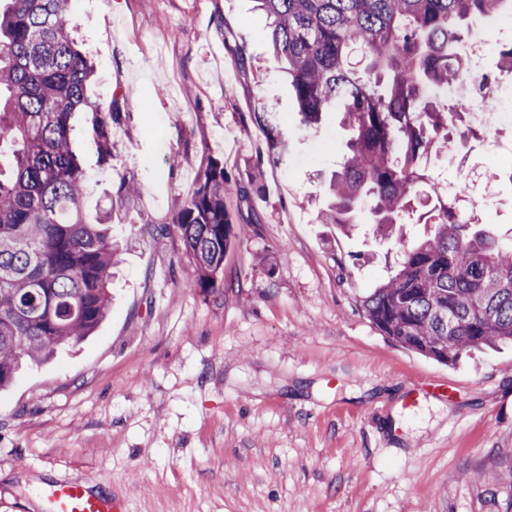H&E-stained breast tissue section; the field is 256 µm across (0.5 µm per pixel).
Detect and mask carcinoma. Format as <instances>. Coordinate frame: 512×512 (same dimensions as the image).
<instances>
[{"label":"carcinoma","mask_w":512,"mask_h":512,"mask_svg":"<svg viewBox=\"0 0 512 512\" xmlns=\"http://www.w3.org/2000/svg\"><path fill=\"white\" fill-rule=\"evenodd\" d=\"M511 1L256 0L301 123L336 112L349 132L320 223L349 234L367 208L372 239L396 240L393 269L359 297V310L398 346L444 364L512 343V237L475 228L439 196L416 204L430 180L421 158L463 122L426 89L451 76L473 86L455 48L472 17ZM69 8L70 0L0 7V389L23 362L91 335L110 308L119 242L108 216L85 212L92 184L75 130L85 119L101 157H112L123 105L91 99L95 71L71 34ZM144 189L123 177L113 200L126 207ZM229 190L224 161L207 157L172 224L157 228L181 238L196 288L224 280V256L239 240L224 205ZM416 211L431 234L411 242L402 228Z\"/></svg>","instance_id":"cac0c4a2"}]
</instances>
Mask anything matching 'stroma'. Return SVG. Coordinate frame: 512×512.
<instances>
[{"label": "stroma", "mask_w": 512, "mask_h": 512, "mask_svg": "<svg viewBox=\"0 0 512 512\" xmlns=\"http://www.w3.org/2000/svg\"><path fill=\"white\" fill-rule=\"evenodd\" d=\"M95 65L90 96H120L119 152L101 161L89 217L110 211L120 264L93 336L23 366L0 393V504L39 512L67 474L108 480L129 512H512V345L444 365L390 342L356 300L393 251L320 223L347 132L307 130L268 50L254 0H72ZM484 66L512 46V14L476 16ZM487 133L425 161L438 190L499 236L512 232V168ZM224 161V203L245 233L224 285L191 287V259L162 235L201 160ZM146 183L130 207L112 186Z\"/></svg>", "instance_id": "stroma-1"}]
</instances>
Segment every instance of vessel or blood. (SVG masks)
<instances>
[{
  "mask_svg": "<svg viewBox=\"0 0 512 512\" xmlns=\"http://www.w3.org/2000/svg\"><path fill=\"white\" fill-rule=\"evenodd\" d=\"M41 503V512H127L123 500L110 491L90 487L79 478L56 481Z\"/></svg>",
  "mask_w": 512,
  "mask_h": 512,
  "instance_id": "b4317fda",
  "label": "vessel or blood"
}]
</instances>
